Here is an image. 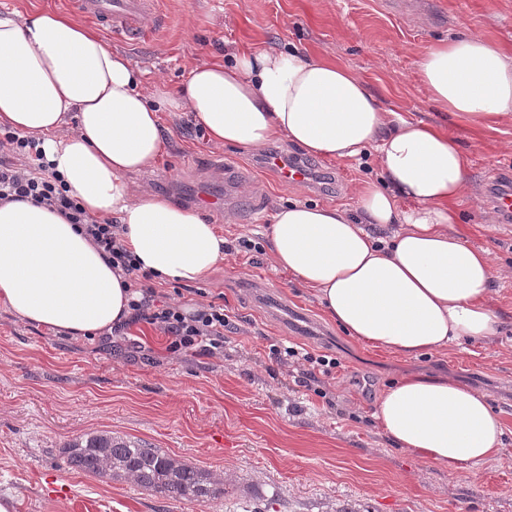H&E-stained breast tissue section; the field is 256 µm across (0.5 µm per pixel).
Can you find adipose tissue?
Masks as SVG:
<instances>
[{"label": "adipose tissue", "mask_w": 512, "mask_h": 512, "mask_svg": "<svg viewBox=\"0 0 512 512\" xmlns=\"http://www.w3.org/2000/svg\"><path fill=\"white\" fill-rule=\"evenodd\" d=\"M430 101L460 119H512V56L494 41L440 40L418 62ZM184 112L217 143L262 149L282 138L325 159L373 154L357 208L293 203L270 226L277 267L313 288L325 314L357 342L413 356L496 336L488 299L501 272L490 253L450 229L469 162L442 128L386 111L356 73L304 49H253L191 67L178 93L146 92L122 53L50 9L0 13V127L39 139L48 170L95 217L122 228L142 270L205 281L225 239L196 211L134 194L128 177L165 146L161 111ZM75 131H58L67 123ZM123 278L78 225L31 200L0 201V306L71 337L128 320ZM398 448L471 473L495 458L504 420L485 396L448 378L411 375L373 414Z\"/></svg>", "instance_id": "adipose-tissue-1"}]
</instances>
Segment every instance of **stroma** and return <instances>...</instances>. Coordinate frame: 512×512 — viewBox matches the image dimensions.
I'll list each match as a JSON object with an SVG mask.
<instances>
[{
    "instance_id": "35a3bbf8",
    "label": "stroma",
    "mask_w": 512,
    "mask_h": 512,
    "mask_svg": "<svg viewBox=\"0 0 512 512\" xmlns=\"http://www.w3.org/2000/svg\"><path fill=\"white\" fill-rule=\"evenodd\" d=\"M164 27L147 20L130 41L99 28L142 72L144 86L176 91L192 65L226 54L294 47L352 69L382 106L440 126L467 154L475 194L458 203L456 230L512 265V223H485L488 177L512 171V121L494 128L451 117L432 104L417 62L440 39L476 35L512 55V0H431L403 15L386 0H161ZM166 149L136 190L203 211L226 240L255 243L198 284L238 331L223 357L169 353L153 325L131 327L121 350L103 336L70 338L31 326L0 306V494L16 512H251L275 498L276 512H512V279L489 303L505 319L487 345L462 343L410 358L371 351L322 311L312 289L277 269L264 249L275 208L291 201L354 209L356 189L374 173L369 159L310 157L322 181L281 182L255 151L217 144L184 113H162ZM220 196V210L201 198ZM336 356L334 405L307 393L276 364L271 345ZM411 374L450 377L485 395L506 423L495 459L475 478L425 462L394 446L376 425L381 393ZM109 432L161 449L224 478L209 502L160 496L131 481L72 469L64 445ZM65 495H55V487Z\"/></svg>"
}]
</instances>
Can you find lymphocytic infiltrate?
Masks as SVG:
<instances>
[{
  "label": "lymphocytic infiltrate",
  "mask_w": 512,
  "mask_h": 512,
  "mask_svg": "<svg viewBox=\"0 0 512 512\" xmlns=\"http://www.w3.org/2000/svg\"><path fill=\"white\" fill-rule=\"evenodd\" d=\"M18 198L47 205L70 223L79 225L92 244L110 260L113 269L128 278L132 292L131 315L128 323L113 328V335H124L129 325L145 322L166 336L168 352L192 350L211 357L223 356L225 333L237 330L223 307L202 302L189 306L168 301L166 295L158 293L152 283L153 273L142 270L122 244L119 225L87 215L58 177L46 175L37 142L9 132L0 137V201ZM272 355L276 363L295 371L300 386L315 396H329L323 378L336 367L335 359L292 346L273 348Z\"/></svg>",
  "instance_id": "f902f5d3"
}]
</instances>
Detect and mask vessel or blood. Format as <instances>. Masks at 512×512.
<instances>
[{
  "instance_id": "obj_1",
  "label": "vessel or blood",
  "mask_w": 512,
  "mask_h": 512,
  "mask_svg": "<svg viewBox=\"0 0 512 512\" xmlns=\"http://www.w3.org/2000/svg\"><path fill=\"white\" fill-rule=\"evenodd\" d=\"M80 12L87 18L111 27L130 40L145 36L144 21L151 12H157V0H74ZM265 165L280 181L305 182L310 177L306 166L285 163L279 156L270 155Z\"/></svg>"
}]
</instances>
